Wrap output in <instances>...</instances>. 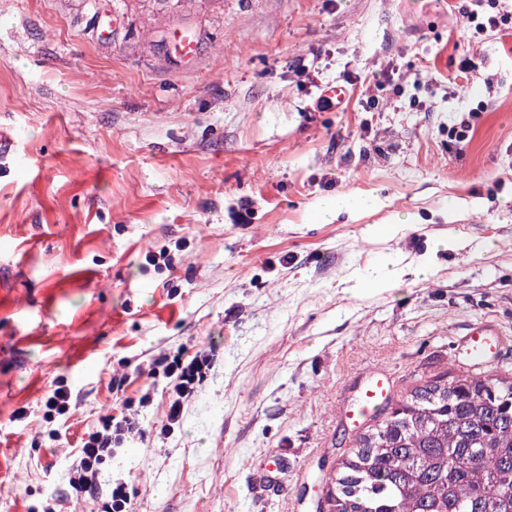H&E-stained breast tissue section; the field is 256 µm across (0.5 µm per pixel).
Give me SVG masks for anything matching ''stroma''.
Masks as SVG:
<instances>
[{"label":"stroma","instance_id":"stroma-1","mask_svg":"<svg viewBox=\"0 0 512 512\" xmlns=\"http://www.w3.org/2000/svg\"><path fill=\"white\" fill-rule=\"evenodd\" d=\"M472 8L0 0V512H99L71 464L126 399L165 423L164 354L215 350L179 426L103 467L135 512H315L384 417L344 418L369 373L393 403L445 373L512 381V36L475 34ZM177 32L195 56L173 60ZM327 83L347 94L322 109ZM480 321L498 346L474 361ZM71 391L64 382L59 385L45 398L43 407L45 409L44 416L54 417L55 415H65L71 407Z\"/></svg>","mask_w":512,"mask_h":512}]
</instances>
